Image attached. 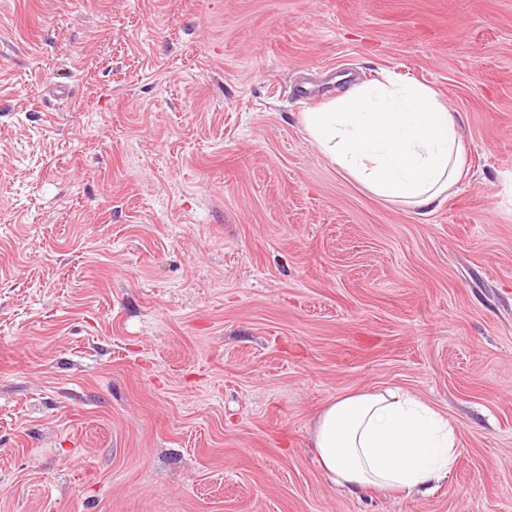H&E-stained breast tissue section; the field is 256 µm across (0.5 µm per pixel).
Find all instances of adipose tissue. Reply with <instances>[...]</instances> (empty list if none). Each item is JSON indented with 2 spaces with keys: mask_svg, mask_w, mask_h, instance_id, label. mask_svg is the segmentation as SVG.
Returning <instances> with one entry per match:
<instances>
[{
  "mask_svg": "<svg viewBox=\"0 0 512 512\" xmlns=\"http://www.w3.org/2000/svg\"><path fill=\"white\" fill-rule=\"evenodd\" d=\"M302 122L326 157L388 201L424 211L463 176L455 119L423 85H362L304 113ZM311 448L325 479L351 492L433 491L459 454L447 415L398 388L328 401Z\"/></svg>",
  "mask_w": 512,
  "mask_h": 512,
  "instance_id": "obj_1",
  "label": "adipose tissue"
}]
</instances>
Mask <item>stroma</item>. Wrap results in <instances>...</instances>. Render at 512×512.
<instances>
[{
	"mask_svg": "<svg viewBox=\"0 0 512 512\" xmlns=\"http://www.w3.org/2000/svg\"><path fill=\"white\" fill-rule=\"evenodd\" d=\"M387 77L464 145L424 217L302 124ZM387 387L433 492L314 461ZM0 512H512V0H0ZM310 441L325 479L349 492L428 493L459 454L448 416L398 388L336 396L318 413Z\"/></svg>",
	"mask_w": 512,
	"mask_h": 512,
	"instance_id": "1",
	"label": "stroma"
}]
</instances>
